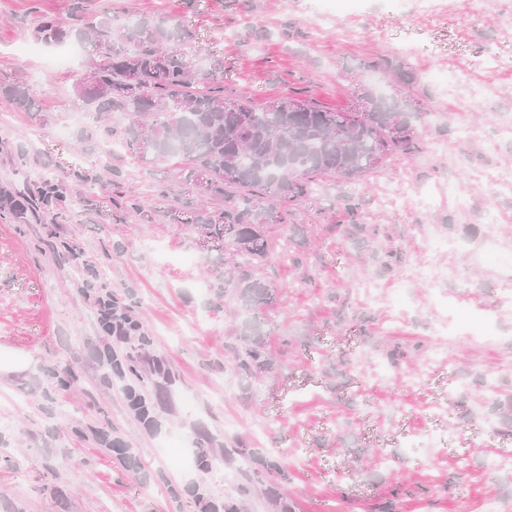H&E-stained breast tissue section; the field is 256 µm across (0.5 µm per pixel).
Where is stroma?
I'll list each match as a JSON object with an SVG mask.
<instances>
[{
  "mask_svg": "<svg viewBox=\"0 0 512 512\" xmlns=\"http://www.w3.org/2000/svg\"><path fill=\"white\" fill-rule=\"evenodd\" d=\"M74 0H0V81L32 89L21 112L0 97V186L35 191L66 171L65 212L0 217V512H198L199 494L240 512H512V313L490 336L432 337L445 310L485 313L512 266L483 263L512 252V201L489 190V174L512 169V145L488 130L512 113V68L477 66L512 25V0H361L351 12L316 15V0H83V13L147 16L193 34V49L220 62L224 92L261 104L300 93L342 111L362 84L410 100L426 118L423 149L388 158L359 189L324 177L294 206L272 244L307 256L312 279L293 263L260 271L274 288L259 316L272 370L241 376L230 351L240 341L234 296L215 273L225 253L170 217L194 200L176 180L181 158L122 150V113L84 111L73 92L81 65L52 71L34 27L72 21ZM410 69L411 82L379 63ZM458 74L457 87L431 72ZM473 139L460 144L458 130ZM109 181L111 191L96 192ZM377 227L372 237L329 234V224ZM447 237L458 248L433 252ZM397 273L383 269L388 254ZM448 275L433 289L425 263ZM93 267L119 312L143 325L124 342L101 331L85 285ZM401 346V370L426 368L422 386L385 382L361 362ZM131 355L137 370L103 382L104 347ZM495 378L497 398L473 384ZM245 439L274 470L249 482L251 463L223 459ZM206 449L212 464L182 466L167 442Z\"/></svg>",
  "mask_w": 512,
  "mask_h": 512,
  "instance_id": "obj_1",
  "label": "stroma"
}]
</instances>
